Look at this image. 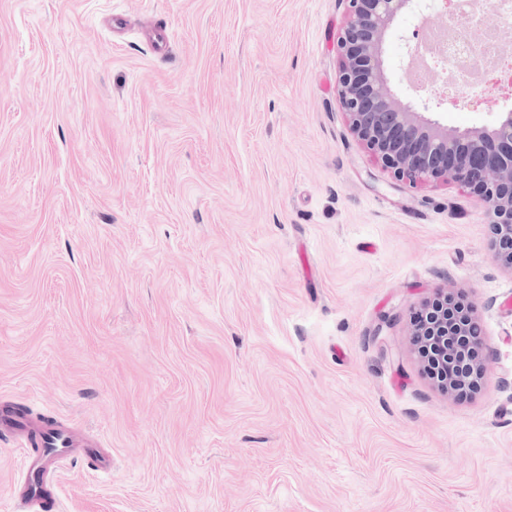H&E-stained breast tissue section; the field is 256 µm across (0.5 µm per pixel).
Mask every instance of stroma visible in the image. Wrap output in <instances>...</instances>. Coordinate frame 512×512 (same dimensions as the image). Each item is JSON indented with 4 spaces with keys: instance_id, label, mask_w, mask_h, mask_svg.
<instances>
[{
    "instance_id": "stroma-1",
    "label": "stroma",
    "mask_w": 512,
    "mask_h": 512,
    "mask_svg": "<svg viewBox=\"0 0 512 512\" xmlns=\"http://www.w3.org/2000/svg\"><path fill=\"white\" fill-rule=\"evenodd\" d=\"M345 12L0 0V397L112 451L61 461L54 512H512V270L476 197L397 186L351 134ZM423 22L386 41L397 96L451 127L512 110L505 67L414 84ZM450 284L490 358L463 398L410 328ZM24 477L0 441V512Z\"/></svg>"
}]
</instances>
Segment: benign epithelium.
<instances>
[{"label":"benign epithelium","mask_w":512,"mask_h":512,"mask_svg":"<svg viewBox=\"0 0 512 512\" xmlns=\"http://www.w3.org/2000/svg\"><path fill=\"white\" fill-rule=\"evenodd\" d=\"M347 17L337 37L339 102L352 134L399 186L455 183L484 207L491 246L512 270V110L490 125L450 128L392 92L384 45L393 22L409 7L427 13L435 0H344ZM501 14L487 0L469 18L471 34L448 46L451 56L483 54L478 33ZM420 363L444 392L478 389L489 368L472 307L440 291L411 320Z\"/></svg>","instance_id":"1"}]
</instances>
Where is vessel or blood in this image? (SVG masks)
Returning <instances> with one entry per match:
<instances>
[{"mask_svg": "<svg viewBox=\"0 0 512 512\" xmlns=\"http://www.w3.org/2000/svg\"><path fill=\"white\" fill-rule=\"evenodd\" d=\"M0 436L24 447L28 479L19 494L36 504L47 492L46 477L58 457L82 453L94 458L98 470L105 473L112 470L111 453L99 451L94 440L66 424L22 416L8 403L0 405Z\"/></svg>", "mask_w": 512, "mask_h": 512, "instance_id": "obj_1", "label": "vessel or blood"}]
</instances>
